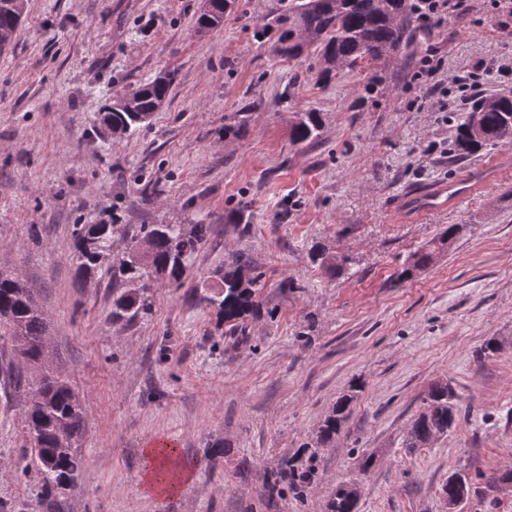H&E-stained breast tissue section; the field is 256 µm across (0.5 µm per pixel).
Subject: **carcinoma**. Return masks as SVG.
<instances>
[{
  "label": "carcinoma",
  "mask_w": 512,
  "mask_h": 512,
  "mask_svg": "<svg viewBox=\"0 0 512 512\" xmlns=\"http://www.w3.org/2000/svg\"><path fill=\"white\" fill-rule=\"evenodd\" d=\"M226 0H213L212 9L195 19L196 31L208 33L224 27L231 13ZM27 9L26 0H0V48L6 46ZM416 0H291L288 9L272 18L263 33H278L272 44L275 56L298 60L316 58L318 80L328 82L343 68L363 64L378 67L398 59L411 44L416 31ZM173 84L169 73L124 94V104L103 117L112 138L121 140L150 123ZM323 118L318 112H303L294 123L296 144L320 138ZM512 139V91L481 93L459 113L451 156L464 159L503 140ZM209 224H123L120 216L110 215L97 224H76L73 229V261L77 274L93 279L107 274L112 282V322L129 323L152 314L155 281L165 279L180 286L189 262L209 239ZM458 225L448 227L415 255L399 278L413 275L432 263L433 255L451 244ZM126 244L116 254L117 242ZM257 273L249 254L230 251L224 263L208 275L211 286L200 298L217 319L234 330H243L245 320L260 312ZM0 330L11 337L21 365L8 371L13 387L26 385L24 366L39 371L36 388L25 391L23 411L28 437L46 491L74 484L84 468L80 441L85 411L67 378L51 368L48 350V323L42 307L15 270L0 267ZM354 395L341 396L317 429L314 447L327 446L349 416ZM448 385L437 383L423 400V410L408 428L405 448H422L448 433L459 415ZM311 470L299 471L291 459L270 471L266 480L269 495L311 482ZM358 500L338 487L329 497L326 512H357Z\"/></svg>",
  "instance_id": "cac0c4a2"
}]
</instances>
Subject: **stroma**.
<instances>
[{"label": "stroma", "instance_id": "35a3bbf8", "mask_svg": "<svg viewBox=\"0 0 512 512\" xmlns=\"http://www.w3.org/2000/svg\"><path fill=\"white\" fill-rule=\"evenodd\" d=\"M282 6L236 0L223 29L201 37V0H28L0 50V264L49 313L54 364L86 414L83 473L48 492L22 394L0 387V503L11 512H325L348 481L358 512H444L442 488L459 470L472 483L462 512H512V486L494 481L512 469V142L451 160L462 106L420 75L433 49L451 73L511 60L512 29L492 0H462L417 29L369 98V71L324 84L314 58L284 60L254 38ZM161 72L173 76L162 108L113 140L102 107ZM245 107L246 133L226 135ZM309 110L322 113V135L293 144ZM494 156L505 171L493 185L424 217L408 210L409 190ZM243 203L249 224L226 223ZM114 212L126 224L214 227L181 285L157 282L152 314L132 323L112 322L108 277L83 283L72 261L74 225ZM451 224L464 227L451 247L398 281ZM232 249L262 274L261 313L241 332L199 301ZM319 249L348 259L344 274L312 262ZM492 338L502 348L484 356ZM438 382L461 416L407 452L405 431ZM351 390L342 432L310 453ZM158 438L192 473L179 492L148 496L140 449ZM286 459L313 467V482L269 497L266 476Z\"/></svg>", "mask_w": 512, "mask_h": 512}]
</instances>
